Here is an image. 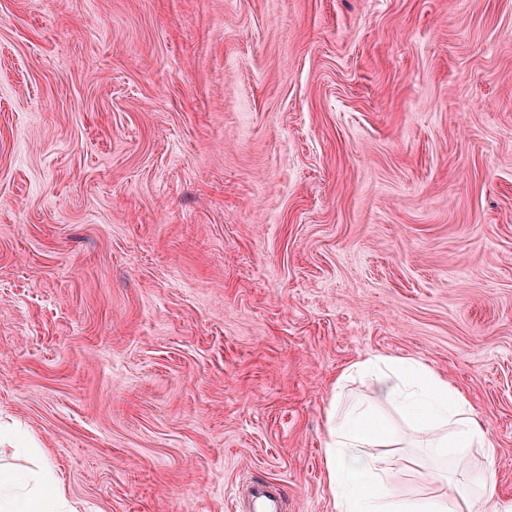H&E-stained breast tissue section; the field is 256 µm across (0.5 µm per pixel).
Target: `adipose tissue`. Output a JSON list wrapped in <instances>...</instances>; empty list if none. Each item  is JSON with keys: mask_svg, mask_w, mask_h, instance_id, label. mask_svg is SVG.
<instances>
[{"mask_svg": "<svg viewBox=\"0 0 512 512\" xmlns=\"http://www.w3.org/2000/svg\"><path fill=\"white\" fill-rule=\"evenodd\" d=\"M372 378L378 397L401 413L436 458L463 468L471 449H478L482 467L468 474L476 495L457 498L446 491L404 493L394 485L392 470L374 455L389 446L394 429L370 408L353 404L333 407L327 442L328 487L335 512H512V503L493 501L499 450L476 421L472 407L447 377L413 358L366 357L337 377L344 385L353 374ZM66 493L55 475L35 472L18 478L0 466V512H63Z\"/></svg>", "mask_w": 512, "mask_h": 512, "instance_id": "obj_1", "label": "adipose tissue"}]
</instances>
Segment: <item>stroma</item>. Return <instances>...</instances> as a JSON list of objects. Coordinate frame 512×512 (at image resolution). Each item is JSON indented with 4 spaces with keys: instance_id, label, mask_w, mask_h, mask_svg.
I'll list each match as a JSON object with an SVG mask.
<instances>
[{
    "instance_id": "35a3bbf8",
    "label": "stroma",
    "mask_w": 512,
    "mask_h": 512,
    "mask_svg": "<svg viewBox=\"0 0 512 512\" xmlns=\"http://www.w3.org/2000/svg\"><path fill=\"white\" fill-rule=\"evenodd\" d=\"M369 355L465 394L512 500V0H0V464L334 512ZM376 409L400 483L456 481ZM242 508L245 512H284L280 485L269 479H255L246 485Z\"/></svg>"
}]
</instances>
